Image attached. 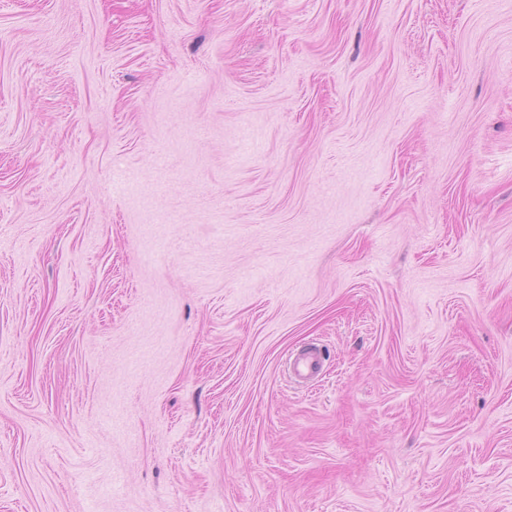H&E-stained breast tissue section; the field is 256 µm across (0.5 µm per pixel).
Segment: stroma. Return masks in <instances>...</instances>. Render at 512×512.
I'll list each match as a JSON object with an SVG mask.
<instances>
[{"instance_id":"1","label":"stroma","mask_w":512,"mask_h":512,"mask_svg":"<svg viewBox=\"0 0 512 512\" xmlns=\"http://www.w3.org/2000/svg\"><path fill=\"white\" fill-rule=\"evenodd\" d=\"M0 512H512V0H0Z\"/></svg>"}]
</instances>
